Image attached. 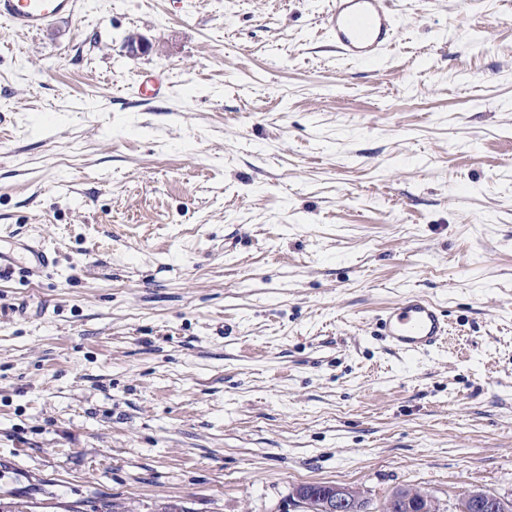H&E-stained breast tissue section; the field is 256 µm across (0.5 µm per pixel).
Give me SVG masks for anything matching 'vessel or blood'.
<instances>
[{"label": "vessel or blood", "mask_w": 512, "mask_h": 512, "mask_svg": "<svg viewBox=\"0 0 512 512\" xmlns=\"http://www.w3.org/2000/svg\"><path fill=\"white\" fill-rule=\"evenodd\" d=\"M74 9L75 0H0V20L17 30L39 32L72 17ZM324 22L337 52L359 62L379 60L395 38L389 0H334ZM375 324L388 344L407 357L430 352L448 334L445 311L418 295L384 308Z\"/></svg>", "instance_id": "1"}]
</instances>
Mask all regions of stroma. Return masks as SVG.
Wrapping results in <instances>:
<instances>
[{"label":"stroma","instance_id":"35a3bbf8","mask_svg":"<svg viewBox=\"0 0 512 512\" xmlns=\"http://www.w3.org/2000/svg\"><path fill=\"white\" fill-rule=\"evenodd\" d=\"M332 5L0 21V247L55 259L0 280V512L512 494V0H395L373 65ZM410 294L415 357L372 322ZM380 335L406 357L437 348L448 335V316L419 295H408L374 318ZM296 504L306 512H357L362 494L346 484H301L293 492Z\"/></svg>","mask_w":512,"mask_h":512}]
</instances>
